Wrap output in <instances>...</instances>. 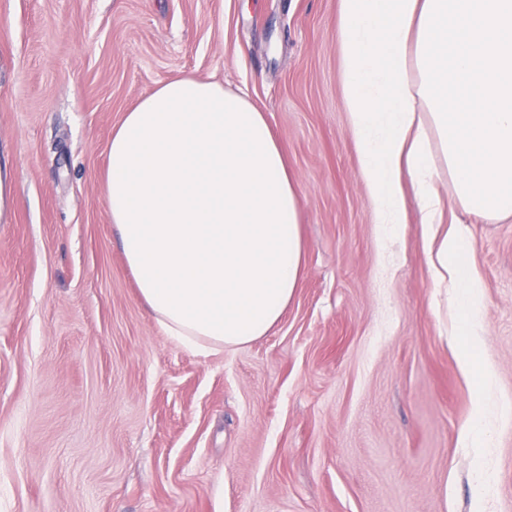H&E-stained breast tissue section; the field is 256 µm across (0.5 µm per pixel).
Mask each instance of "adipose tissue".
I'll list each match as a JSON object with an SVG mask.
<instances>
[{"mask_svg":"<svg viewBox=\"0 0 512 512\" xmlns=\"http://www.w3.org/2000/svg\"><path fill=\"white\" fill-rule=\"evenodd\" d=\"M339 33L373 221L398 234L411 179L438 237L432 280L460 289L462 333L477 335L469 228L441 224L450 199L512 218V0H340ZM107 200L140 296L176 343L237 348L280 322L302 274L300 196L246 94L194 76L161 83L112 132Z\"/></svg>","mask_w":512,"mask_h":512,"instance_id":"obj_1","label":"adipose tissue"}]
</instances>
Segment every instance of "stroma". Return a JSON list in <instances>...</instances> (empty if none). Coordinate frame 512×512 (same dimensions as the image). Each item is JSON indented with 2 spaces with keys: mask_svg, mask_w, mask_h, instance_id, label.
<instances>
[{
  "mask_svg": "<svg viewBox=\"0 0 512 512\" xmlns=\"http://www.w3.org/2000/svg\"><path fill=\"white\" fill-rule=\"evenodd\" d=\"M339 0H0V512H512V220L450 205L483 283L476 365L411 183L385 238L346 107ZM180 74L245 92L301 193L279 324L208 355L141 300L109 221L113 128ZM494 382L484 386L481 367ZM486 427L483 422V402L481 399H478L476 402L475 423L464 436L465 444L471 445L474 448H487V444L483 439Z\"/></svg>",
  "mask_w": 512,
  "mask_h": 512,
  "instance_id": "stroma-1",
  "label": "stroma"
}]
</instances>
